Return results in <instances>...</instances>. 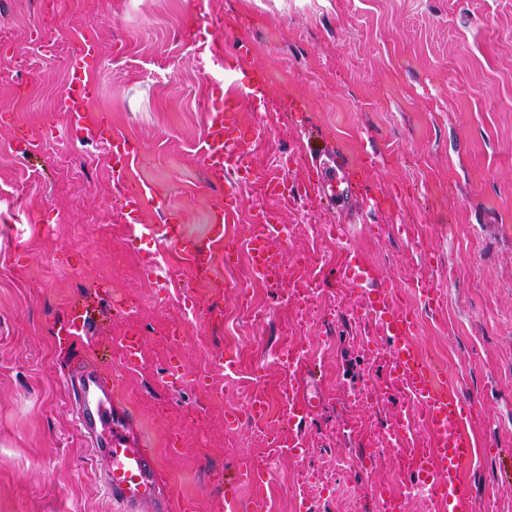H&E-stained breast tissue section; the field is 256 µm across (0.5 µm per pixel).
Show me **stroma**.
Wrapping results in <instances>:
<instances>
[{
    "label": "stroma",
    "instance_id": "obj_1",
    "mask_svg": "<svg viewBox=\"0 0 512 512\" xmlns=\"http://www.w3.org/2000/svg\"><path fill=\"white\" fill-rule=\"evenodd\" d=\"M79 39L99 47L85 122L128 139V188L151 198L138 224L124 220L105 146L73 137L57 108ZM229 102L263 129L256 167L298 181L306 152L335 153L364 212L335 242V212L288 205L283 223L305 230L279 240L278 292L234 289L248 257L202 274L160 234L172 220L207 243L213 210L232 202L238 236L263 203L257 188L232 199L206 182L208 115ZM21 132L26 155L11 148ZM348 248L398 284L432 367L481 401L477 432L501 453L477 450L463 468L473 512H512V0H0V512H126L66 381L82 364L110 377L133 333L141 352L112 404L154 452L168 512H226L231 479L239 512H297L307 472L324 512H381L411 463L379 447L400 403L358 343L372 330L341 275ZM427 280L440 306L420 292ZM309 284L303 311L289 291ZM75 306L90 325L66 341ZM287 338L307 347L320 397L297 458L259 440L246 412L254 394L296 383L273 357ZM222 352L239 373L215 364ZM358 389L379 404L348 441L343 401Z\"/></svg>",
    "mask_w": 512,
    "mask_h": 512
}]
</instances>
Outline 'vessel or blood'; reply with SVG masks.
<instances>
[{"label":"vessel or blood","instance_id":"b4317fda","mask_svg":"<svg viewBox=\"0 0 512 512\" xmlns=\"http://www.w3.org/2000/svg\"><path fill=\"white\" fill-rule=\"evenodd\" d=\"M88 94L81 72H74L68 91L59 101L60 109L71 116V133L83 131L82 112ZM106 146L112 158L113 186L124 195L123 215L127 223H139L147 198L142 193L124 192L131 173L129 142L124 137L112 136L107 138ZM251 147L252 138L240 127L235 113H211L207 147L201 156L207 184L225 187L233 196L239 187L262 182L248 161ZM306 169V179L293 184L284 180L264 182L266 192L283 202L300 196L321 208L343 207L349 203L351 190L337 186L345 178L344 165L332 167L315 157L309 159ZM236 213L233 207L212 213L211 236L205 247L184 237L176 224L166 225L165 236L178 246L184 261L193 265L215 256L230 265L240 247H248L256 271L267 287H280L285 254L271 246L272 240L280 235L278 211L255 207L241 240L230 241L224 227L235 223ZM342 276L363 286L361 309L365 318L373 324L378 336L393 343L386 356L387 389L410 395L413 409L424 425L426 445L415 448L407 436L399 438L402 456L415 463L413 479L430 486L434 495L432 512H471L475 487L462 470L479 445L473 430L480 414L478 399L459 390L454 373L436 372L419 355L413 312L399 302L392 284L359 252H347ZM74 394L78 423L95 452L105 461V479L111 495L126 503L131 512H137L145 504H158L161 494L155 456L132 436L127 417L113 412L111 391L102 383L96 369H82ZM316 399L310 387L289 388L285 416L295 436L303 433L316 408Z\"/></svg>","mask_w":512,"mask_h":512}]
</instances>
